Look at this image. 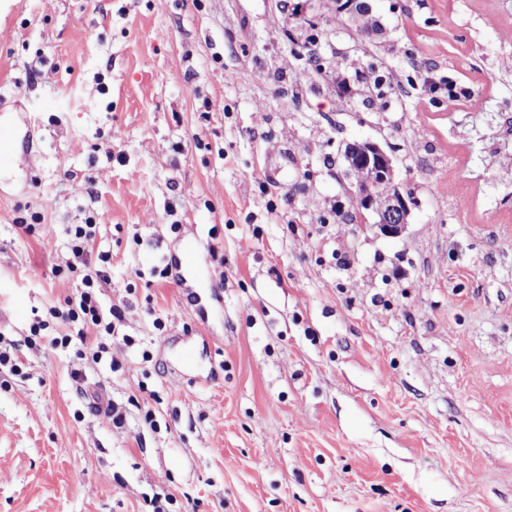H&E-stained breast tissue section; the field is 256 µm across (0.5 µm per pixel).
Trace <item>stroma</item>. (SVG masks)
Here are the masks:
<instances>
[{"label":"stroma","instance_id":"obj_1","mask_svg":"<svg viewBox=\"0 0 512 512\" xmlns=\"http://www.w3.org/2000/svg\"><path fill=\"white\" fill-rule=\"evenodd\" d=\"M363 2L364 38L339 0H0L30 134L0 173V512H512V0ZM306 21L330 66L295 105ZM365 139L418 200L400 237L345 218ZM90 216L124 314L98 363L27 342ZM186 238L196 274L161 277ZM188 338L217 380L174 368Z\"/></svg>","mask_w":512,"mask_h":512}]
</instances>
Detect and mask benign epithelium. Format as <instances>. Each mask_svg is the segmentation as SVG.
Instances as JSON below:
<instances>
[{
  "label": "benign epithelium",
  "instance_id": "benign-epithelium-1",
  "mask_svg": "<svg viewBox=\"0 0 512 512\" xmlns=\"http://www.w3.org/2000/svg\"><path fill=\"white\" fill-rule=\"evenodd\" d=\"M343 156L345 175L357 201L356 209L349 217L362 223L368 212L375 216L373 226L382 235L401 236L415 201L395 182L391 153L374 141L353 140L345 145Z\"/></svg>",
  "mask_w": 512,
  "mask_h": 512
}]
</instances>
